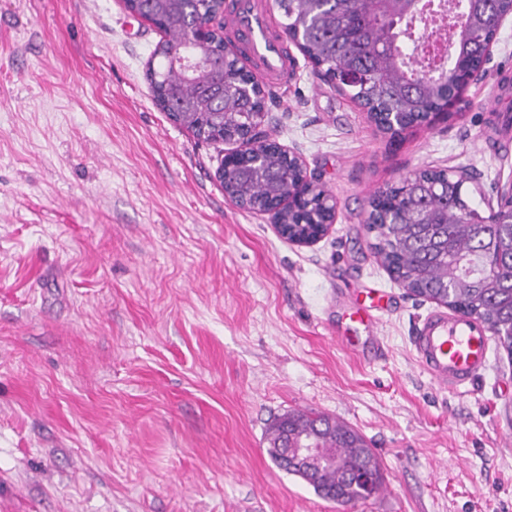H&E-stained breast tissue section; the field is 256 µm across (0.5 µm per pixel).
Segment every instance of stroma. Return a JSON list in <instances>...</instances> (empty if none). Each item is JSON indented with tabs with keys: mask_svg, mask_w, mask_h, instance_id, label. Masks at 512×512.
<instances>
[{
	"mask_svg": "<svg viewBox=\"0 0 512 512\" xmlns=\"http://www.w3.org/2000/svg\"><path fill=\"white\" fill-rule=\"evenodd\" d=\"M161 33L121 0H0V512H512V360L437 386L411 337L434 310L378 261L372 195L465 175L482 214L512 184L490 132L512 17L447 119L394 135L299 59L266 130L336 201L326 236L282 239L225 195L145 78ZM379 292L380 354L342 349ZM358 431L385 478L339 505L279 469L270 420Z\"/></svg>",
	"mask_w": 512,
	"mask_h": 512,
	"instance_id": "stroma-1",
	"label": "stroma"
}]
</instances>
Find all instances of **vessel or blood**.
I'll list each match as a JSON object with an SVG mask.
<instances>
[{"label":"vessel or blood","instance_id":"vessel-or-blood-1","mask_svg":"<svg viewBox=\"0 0 512 512\" xmlns=\"http://www.w3.org/2000/svg\"><path fill=\"white\" fill-rule=\"evenodd\" d=\"M224 24L232 46L272 88L283 87L297 66L283 32L271 22L270 0H226ZM348 331L340 333L342 345L352 351L360 343L379 344L376 319L366 307L349 315ZM419 366L438 386L456 391L472 385L489 361V336L484 324L442 309L420 320L412 337Z\"/></svg>","mask_w":512,"mask_h":512}]
</instances>
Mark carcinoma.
<instances>
[{
    "mask_svg": "<svg viewBox=\"0 0 512 512\" xmlns=\"http://www.w3.org/2000/svg\"><path fill=\"white\" fill-rule=\"evenodd\" d=\"M283 29L315 71L325 77L361 74L342 86L352 92L383 129L413 127L448 104L452 86L426 57L414 61L404 50L419 17L441 20L452 39L451 67L464 77L479 71L500 20L512 0H275ZM220 0H127L125 9L141 15L162 34L153 52L159 66L146 78L156 104L176 124L208 141L222 142L251 124L265 103L257 82L245 87L240 56L224 33L198 37ZM256 166L224 173V193L248 206L264 208L298 193L301 204L272 215L304 237L310 224H330L333 205L325 191L303 181L297 161L267 137L251 147ZM464 179L446 170H423L419 182L377 191L371 215L389 223L369 225L383 267L416 298L475 317L491 330L512 359V224L493 223L463 192ZM267 452L282 470L303 479L317 495L339 504L364 499L358 476L372 478L371 494L383 485L380 461L364 437L331 417L289 411L275 417L265 432ZM326 449L323 463L304 470L287 465L288 448Z\"/></svg>",
    "mask_w": 512,
    "mask_h": 512,
    "instance_id": "carcinoma-1",
    "label": "carcinoma"
}]
</instances>
